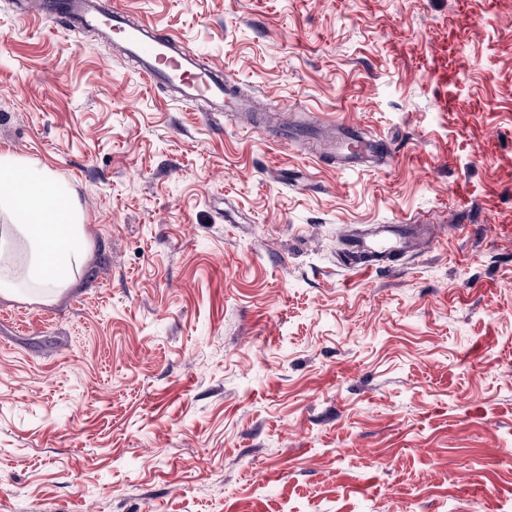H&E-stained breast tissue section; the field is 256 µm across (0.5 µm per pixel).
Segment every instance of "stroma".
I'll use <instances>...</instances> for the list:
<instances>
[{"label":"stroma","mask_w":512,"mask_h":512,"mask_svg":"<svg viewBox=\"0 0 512 512\" xmlns=\"http://www.w3.org/2000/svg\"><path fill=\"white\" fill-rule=\"evenodd\" d=\"M114 2L393 152L209 121L0 0V153L69 186L88 242L53 299L0 292V512H512V15L458 46L492 111L450 117L392 43L453 0ZM404 217L437 239L341 267L344 231ZM369 144L362 138L351 135L347 136L341 143L339 152L336 155V147H333L331 152L323 148L314 147L311 149L312 154L322 160L327 158L331 159L332 163H337L342 166L346 163L352 162L356 159L363 157L369 151Z\"/></svg>","instance_id":"obj_1"}]
</instances>
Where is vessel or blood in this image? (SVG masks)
Returning a JSON list of instances; mask_svg holds the SVG:
<instances>
[{
    "label": "vessel or blood",
    "mask_w": 512,
    "mask_h": 512,
    "mask_svg": "<svg viewBox=\"0 0 512 512\" xmlns=\"http://www.w3.org/2000/svg\"><path fill=\"white\" fill-rule=\"evenodd\" d=\"M500 11V0H456L453 12L437 35L420 46L395 44L397 54L411 56L416 67L428 75L427 89L439 111L452 114L470 108L458 91L460 67L452 56L451 42L469 33L476 13L496 15ZM36 14L53 23L63 20L79 28L112 33L124 55L136 62L138 76L147 84L169 87L177 103L208 102L213 117L253 109L234 79L203 63L181 39L157 33L149 23L132 21L124 10L108 0H40ZM368 150L365 140L351 135L342 141L337 155H329L318 147L312 153L319 159L330 158L343 165L363 157ZM431 231V225L414 219L377 224L357 238L353 247L366 256L362 269L369 272L392 256L418 250L422 238Z\"/></svg>",
    "instance_id": "vessel-or-blood-1"
}]
</instances>
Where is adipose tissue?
<instances>
[{
    "instance_id": "adipose-tissue-1",
    "label": "adipose tissue",
    "mask_w": 512,
    "mask_h": 512,
    "mask_svg": "<svg viewBox=\"0 0 512 512\" xmlns=\"http://www.w3.org/2000/svg\"><path fill=\"white\" fill-rule=\"evenodd\" d=\"M66 185L45 166L0 154V289L50 297L72 284L87 246Z\"/></svg>"
}]
</instances>
